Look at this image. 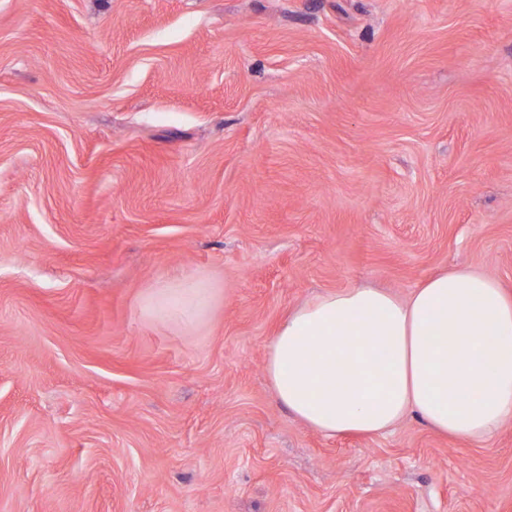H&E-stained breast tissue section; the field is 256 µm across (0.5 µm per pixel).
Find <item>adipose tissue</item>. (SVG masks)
Here are the masks:
<instances>
[{
	"mask_svg": "<svg viewBox=\"0 0 512 512\" xmlns=\"http://www.w3.org/2000/svg\"><path fill=\"white\" fill-rule=\"evenodd\" d=\"M265 370L276 401L330 436L379 435L415 415L485 438L512 417V293L477 269L433 276L406 300L331 291L281 321Z\"/></svg>",
	"mask_w": 512,
	"mask_h": 512,
	"instance_id": "adipose-tissue-1",
	"label": "adipose tissue"
}]
</instances>
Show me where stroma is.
Instances as JSON below:
<instances>
[{
    "mask_svg": "<svg viewBox=\"0 0 512 512\" xmlns=\"http://www.w3.org/2000/svg\"><path fill=\"white\" fill-rule=\"evenodd\" d=\"M451 268L512 289V0H0V512H512V420L329 437L266 377ZM204 302L205 296L200 288H177L175 292L165 297L160 306V313L166 319L188 322L194 318Z\"/></svg>",
    "mask_w": 512,
    "mask_h": 512,
    "instance_id": "stroma-1",
    "label": "stroma"
}]
</instances>
